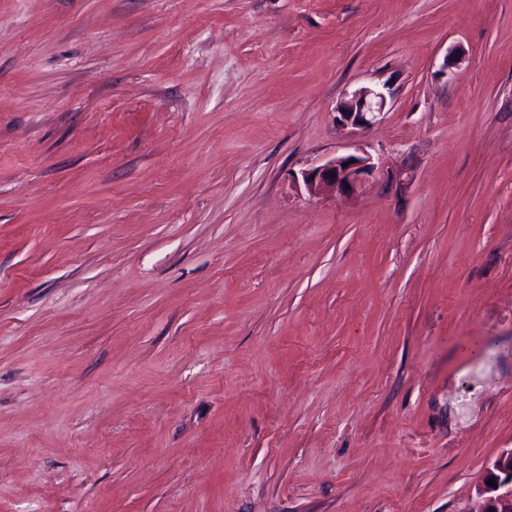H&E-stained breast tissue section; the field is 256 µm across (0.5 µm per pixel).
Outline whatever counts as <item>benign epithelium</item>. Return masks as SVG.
Returning <instances> with one entry per match:
<instances>
[{
	"label": "benign epithelium",
	"mask_w": 512,
	"mask_h": 512,
	"mask_svg": "<svg viewBox=\"0 0 512 512\" xmlns=\"http://www.w3.org/2000/svg\"><path fill=\"white\" fill-rule=\"evenodd\" d=\"M388 94L390 87L386 84L360 86L345 93L337 106L336 122L353 132L368 129L383 113ZM377 173L378 165L370 156L349 153L303 171L302 180L313 194L351 198ZM490 479L497 487L487 485ZM478 497L476 512H512V448L502 451L491 463Z\"/></svg>",
	"instance_id": "benign-epithelium-1"
}]
</instances>
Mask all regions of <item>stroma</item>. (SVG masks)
I'll list each match as a JSON object with an SVG mask.
<instances>
[{"instance_id":"obj_1","label":"stroma","mask_w":512,"mask_h":512,"mask_svg":"<svg viewBox=\"0 0 512 512\" xmlns=\"http://www.w3.org/2000/svg\"><path fill=\"white\" fill-rule=\"evenodd\" d=\"M509 448L512 0H0V512H473ZM390 90L384 83L360 86L345 93L337 106L336 122L352 132L368 129L383 113ZM377 173L378 165L370 156L349 153L304 170L302 180L310 193L351 198L357 196L365 183Z\"/></svg>"}]
</instances>
